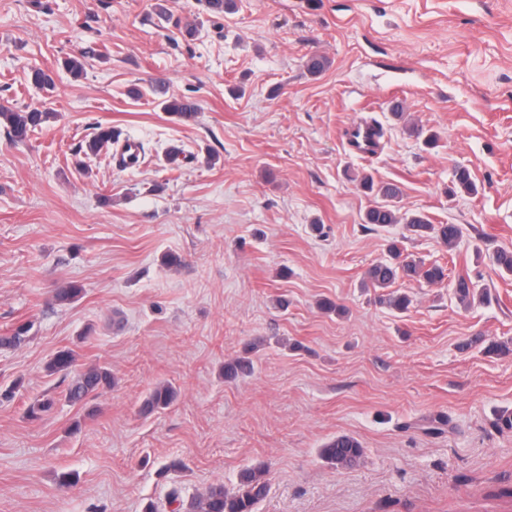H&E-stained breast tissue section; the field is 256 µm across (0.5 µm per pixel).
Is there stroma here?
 I'll return each mask as SVG.
<instances>
[{"label":"stroma","instance_id":"35a3bbf8","mask_svg":"<svg viewBox=\"0 0 512 512\" xmlns=\"http://www.w3.org/2000/svg\"><path fill=\"white\" fill-rule=\"evenodd\" d=\"M235 4L0 0V105L50 113L24 145L0 129V336L27 328L0 346V512H185L256 466L255 512H512L487 496L512 488V351H486L512 348V274L492 261L512 250V0ZM80 53L76 77L60 62ZM371 118L385 135L364 156L347 133ZM98 124L140 163L79 156ZM363 174L398 187L397 215L461 225L457 245L366 223ZM393 242L446 270L397 278L403 311L362 285ZM462 273L490 303L457 301ZM68 283L80 295L54 302ZM65 348L111 387L66 401L46 371ZM239 358L251 372L225 378ZM167 383L175 400L147 409ZM339 435L358 464L320 458Z\"/></svg>","mask_w":512,"mask_h":512}]
</instances>
